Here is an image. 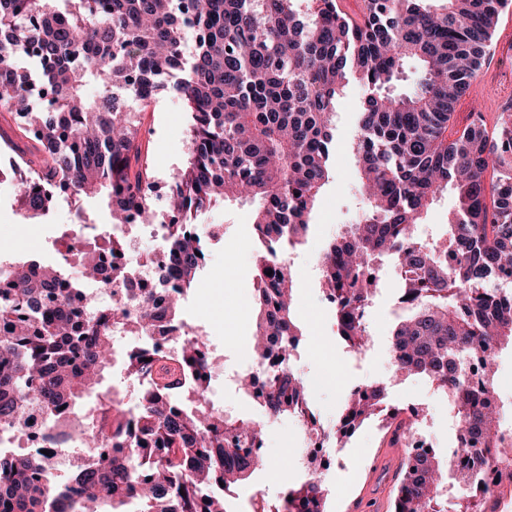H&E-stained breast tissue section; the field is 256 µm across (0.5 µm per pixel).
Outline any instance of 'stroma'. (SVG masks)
<instances>
[{"label": "stroma", "mask_w": 512, "mask_h": 512, "mask_svg": "<svg viewBox=\"0 0 512 512\" xmlns=\"http://www.w3.org/2000/svg\"><path fill=\"white\" fill-rule=\"evenodd\" d=\"M490 89L489 100L468 95L455 110L458 126L467 125L487 105L512 107V50L494 49L489 66L479 74ZM363 92L349 84L336 101V140L328 182L317 198L307 241L289 251L296 280L293 317L304 341L296 370L309 391L315 413L327 426L333 425L352 388L367 383L385 384L392 403L424 409L426 432L440 457H447L453 435L448 429V399L420 377L395 374L389 357L391 330L395 318L391 310L399 284L390 263L380 268V289L368 314L373 343L362 355H353L336 335L330 306L323 300L318 256L326 241L355 223L366 200L361 192L355 165L353 135L361 110ZM142 148L152 163L157 194L158 222H165L168 186L183 167L187 153L190 114L173 93L159 97L141 115ZM80 204L89 223L72 224L68 206L56 208L52 216L31 219L15 202L11 183L0 184V247L18 258H39L48 263L61 260L56 248L63 233H75L87 243L111 235L110 213L101 198L86 197ZM253 204L228 201L202 214L200 224H220L222 238L209 242L208 259L198 284L186 297L182 316L200 335L206 336L216 357L223 363L245 366L251 362L249 340L253 331L255 302L256 247L252 233ZM388 442L377 420L362 425L336 448L338 464L324 478L330 490L328 512H348L366 492V480ZM265 456L273 470L261 469L239 485L229 498L231 512H250L256 496L275 500L285 487L302 483L298 466L279 469L283 457L295 456L304 445V433L294 418L270 421L265 432Z\"/></svg>", "instance_id": "obj_1"}]
</instances>
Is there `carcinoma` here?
<instances>
[{
  "mask_svg": "<svg viewBox=\"0 0 512 512\" xmlns=\"http://www.w3.org/2000/svg\"><path fill=\"white\" fill-rule=\"evenodd\" d=\"M0 0V108L37 145L26 153L0 135V149L22 166L19 209L45 215L55 196L89 223L79 205L101 196L120 224L156 219L154 173L142 150L136 114L172 89L190 113L184 168L169 186L165 250L179 291L160 303L116 265L117 243L92 253L66 245L65 264L114 283L148 323L182 320V305L204 267L207 238L198 213L226 200L258 202L253 213L257 295L254 335L266 392L245 394L269 419L312 413L309 392L292 367L302 333L292 317L288 248L309 235L317 195L329 179L336 100L355 81L364 92L355 159L367 210L319 256L324 295L337 335L349 351L372 343L366 311L379 288L375 268L395 260L402 314L391 337V362L405 376L431 381L453 404L457 449L446 459L406 460L393 512H487L469 494L472 477L458 468L462 445L480 443L486 465L512 476V449L495 440L501 411L476 408L497 394L495 369L479 385L469 361L489 348L512 349V113L493 128L477 118L450 124L455 106L491 56L500 11L508 0H361L353 18L338 0ZM192 40L191 58L184 44ZM34 53L48 109L32 97L33 76L15 59ZM421 65L419 82L396 93L406 63ZM100 82L90 100L84 88ZM451 190L458 210L444 235L425 239L419 224ZM271 275H266L267 271ZM37 260L0 257V432L25 435L29 408L58 421L82 409L73 437L95 461L64 475L31 452H0V512H229L224 492L265 464L260 422L216 419L209 407V360L192 342L175 343L163 360L142 345L126 369L141 379L119 403L95 392L112 362V330L130 325L127 309L82 306L79 281ZM386 388L351 392L337 418L319 426L330 446L380 413ZM420 410L384 414L391 445L410 433ZM319 478L286 488L278 502L252 512H327Z\"/></svg>",
  "mask_w": 512,
  "mask_h": 512,
  "instance_id": "carcinoma-1",
  "label": "carcinoma"
}]
</instances>
